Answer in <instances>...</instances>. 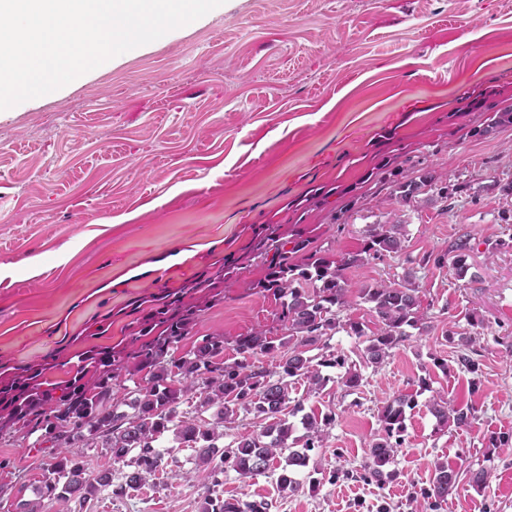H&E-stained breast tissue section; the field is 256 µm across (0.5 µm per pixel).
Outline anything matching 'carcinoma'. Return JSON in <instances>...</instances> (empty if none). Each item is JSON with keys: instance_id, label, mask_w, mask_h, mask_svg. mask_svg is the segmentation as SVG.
Here are the masks:
<instances>
[{"instance_id": "carcinoma-1", "label": "carcinoma", "mask_w": 512, "mask_h": 512, "mask_svg": "<svg viewBox=\"0 0 512 512\" xmlns=\"http://www.w3.org/2000/svg\"><path fill=\"white\" fill-rule=\"evenodd\" d=\"M382 180L389 184L397 199L409 203L424 191H435L446 202L458 192L432 172L423 168L410 175L394 167L386 169ZM403 225L368 224L362 230L360 247L332 259L312 247L314 239L300 224H263L259 226L242 253L222 259L217 269L206 272L180 288L150 300L147 310L130 323L129 339L113 346L91 347L79 354L76 363L68 357H56L53 363L23 369L0 367V434L26 427V434L40 433L41 451L51 461L43 468L37 498L17 504L21 512H43L45 499L59 504L56 512H71L65 505L80 504L107 494L122 500L165 467V457L175 447L161 449V439L168 432L175 442L197 449L196 465L202 490V512H270L271 503L262 501L229 502L220 494L224 474L232 470L248 479L275 472V463L283 454L288 462H298L307 452L321 448L336 413H306L301 403L290 404L289 388L303 381L311 390L328 382L323 367H346L342 353L329 350V340L343 330L364 339L363 359L377 367L402 345L410 334L407 329L428 331V316L420 311V288L412 273L399 282L381 281L362 285L357 290L346 271L374 260H382L403 250ZM475 244L461 235L444 252H424L407 261L420 268H442L452 264L459 278L470 269L467 263ZM258 259L265 267L263 277L248 284V290L275 301L274 325L260 326L233 340L232 349L240 358L224 359L225 340L220 332L202 337L179 358L173 354L183 341L193 335L202 312L224 301V289L237 282L241 270ZM358 298L370 304L380 325L378 332L367 335L364 324L339 314ZM445 339L459 349L457 365L471 374L479 371L472 357L477 337L456 336L448 330ZM288 348L276 363L258 360ZM325 349L314 359L306 353ZM68 368L61 381L47 378L49 369ZM131 381V399L115 397V388H125ZM198 398L195 412L216 408L213 419L203 420L181 410L183 402ZM412 394L395 396L381 411L382 438L370 448L363 471L376 481L391 477L384 467L402 447L406 409L414 407ZM128 410H122V407ZM267 422L260 431L241 435L232 444L220 446L225 424L238 412ZM439 422L448 420L459 427H469L475 419L474 408H455L433 404ZM301 415L305 433L291 439L293 425L286 416ZM302 444V451L292 449ZM101 448L112 463L124 467L120 477L112 470L87 472L78 448ZM458 472L447 464L435 467L428 497L445 500L457 487Z\"/></svg>"}]
</instances>
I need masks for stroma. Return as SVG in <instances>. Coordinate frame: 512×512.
<instances>
[{"label": "stroma", "mask_w": 512, "mask_h": 512, "mask_svg": "<svg viewBox=\"0 0 512 512\" xmlns=\"http://www.w3.org/2000/svg\"><path fill=\"white\" fill-rule=\"evenodd\" d=\"M512 111V0H225L204 17L113 58L48 96L0 111V364L23 367L124 341L141 299L198 278L239 252L262 224H307L331 255L356 250L366 225L405 226L403 250L352 269L353 286L401 279L406 255L441 252L463 234L478 245L471 273L416 272L431 319L379 367L361 339L337 332L331 349L359 365L290 396L335 412L323 447L288 468L296 491L266 476L224 477L228 500L271 501V512H512V124L483 133L487 113ZM420 165L459 185L452 206L425 192L408 203L380 182V166ZM326 192L325 205L313 196ZM347 207L337 233L331 208ZM244 269L202 313L198 335L228 343L271 324L276 304L249 291ZM478 337V376L456 367L447 330ZM452 362L450 373L435 358ZM428 390H420L419 378ZM414 394L404 444L384 483L361 465L382 435L379 416ZM472 406L471 427L441 424L434 400ZM508 436L491 445V437ZM33 439L0 437L13 485L0 512L34 499L48 455ZM155 484L82 512H201L186 477L196 452L175 448ZM461 477L425 498L434 469ZM484 470L485 488L466 472Z\"/></svg>", "instance_id": "1"}]
</instances>
